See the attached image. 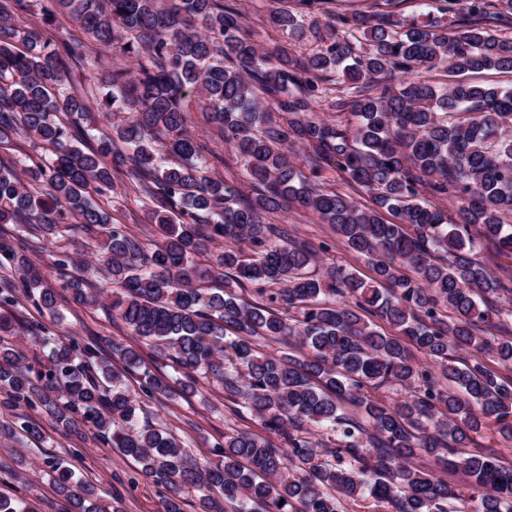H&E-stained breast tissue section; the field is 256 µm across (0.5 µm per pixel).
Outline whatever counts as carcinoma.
Masks as SVG:
<instances>
[{"mask_svg":"<svg viewBox=\"0 0 512 512\" xmlns=\"http://www.w3.org/2000/svg\"><path fill=\"white\" fill-rule=\"evenodd\" d=\"M433 2L403 25L396 0H373L336 14L327 41L314 24L328 0H273L288 41L268 49L228 0H0V145L31 142L24 160L0 162V405L17 411L0 438L43 439L28 409L119 448L161 512H184L189 492L201 512H345L364 496L388 512H460L424 457L464 477L474 512H512V461L466 450L491 421L512 441V377L499 371L512 366V264L488 265L512 260V86L420 77L512 73V38L491 33L512 23V0H465L452 21L456 0ZM33 12L83 35L45 39L19 23ZM308 33L319 45L299 55ZM198 109L253 194L232 190L224 157L190 131ZM325 171L367 202L324 185ZM117 180L147 200L155 243L113 222L102 199ZM292 209L332 225L370 275L271 221ZM75 232L91 254L59 245ZM32 240L50 245L40 265ZM60 288L108 307L134 343L57 333ZM30 306L40 319L23 348L13 337ZM214 383L265 435L226 433L196 458L141 422L149 403ZM384 388L405 397L387 402ZM15 455L9 476L50 481L62 512H121L64 460L33 470ZM0 512L37 509L0 491Z\"/></svg>","mask_w":512,"mask_h":512,"instance_id":"obj_1","label":"carcinoma"}]
</instances>
